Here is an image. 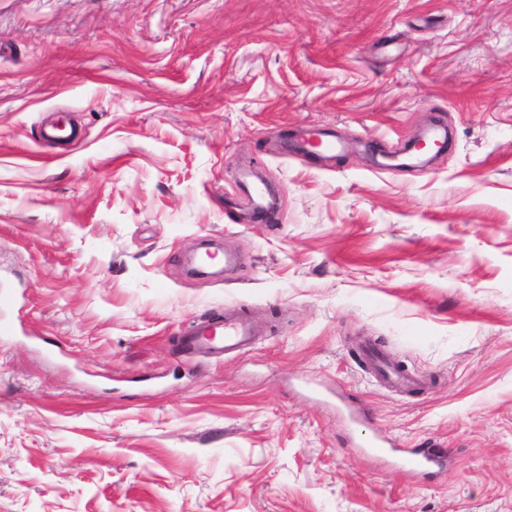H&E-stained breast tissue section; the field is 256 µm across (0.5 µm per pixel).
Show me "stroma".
Masks as SVG:
<instances>
[{
	"label": "stroma",
	"mask_w": 512,
	"mask_h": 512,
	"mask_svg": "<svg viewBox=\"0 0 512 512\" xmlns=\"http://www.w3.org/2000/svg\"><path fill=\"white\" fill-rule=\"evenodd\" d=\"M2 289L0 512H512V0H0ZM256 335L253 324L243 316L214 318L209 324L192 328L186 346L192 351L230 353L247 345ZM408 456L405 462L410 472H415L421 469L440 468L444 463V456L442 453L432 448H418L416 450H408Z\"/></svg>",
	"instance_id": "stroma-1"
}]
</instances>
